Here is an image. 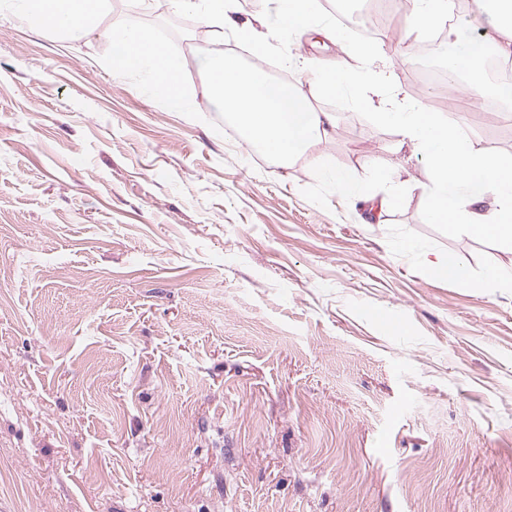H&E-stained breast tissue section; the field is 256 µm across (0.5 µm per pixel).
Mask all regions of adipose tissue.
Returning a JSON list of instances; mask_svg holds the SVG:
<instances>
[{
    "instance_id": "obj_1",
    "label": "adipose tissue",
    "mask_w": 512,
    "mask_h": 512,
    "mask_svg": "<svg viewBox=\"0 0 512 512\" xmlns=\"http://www.w3.org/2000/svg\"><path fill=\"white\" fill-rule=\"evenodd\" d=\"M110 0H0V16L22 18L37 29L68 39L100 32L113 48L109 65L117 79L140 76L143 90L174 112L189 108L190 94L183 87L182 61L171 57L153 31L143 27L99 29L98 21ZM201 19L209 27L215 49L207 66L206 91L219 99L241 124L250 145L288 161L336 130V116L315 111L298 85L276 84L256 68L246 69L222 50L229 22L226 0H202ZM499 35L492 43L466 41L448 55V65L473 81L463 87L468 96L481 95L479 83L488 54L512 56V0H478ZM361 64L318 67L309 75L326 95L373 85L374 61L384 53L375 43L357 50ZM379 117L396 129L401 144L410 145L428 159L432 187L427 209L430 222L449 224L481 238L512 247V155L479 150L450 127L441 114L421 107L401 109L397 101L382 103ZM491 201L490 215L478 204Z\"/></svg>"
}]
</instances>
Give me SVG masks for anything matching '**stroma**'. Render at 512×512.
Instances as JSON below:
<instances>
[{"label":"stroma","mask_w":512,"mask_h":512,"mask_svg":"<svg viewBox=\"0 0 512 512\" xmlns=\"http://www.w3.org/2000/svg\"><path fill=\"white\" fill-rule=\"evenodd\" d=\"M225 54L301 81L338 130L282 162L205 93L211 32L167 0L193 111L116 80L97 34L0 19V512H512V250L426 215L430 166L308 66H358L354 26L230 0ZM386 24L380 90L419 105ZM460 129L478 149L492 97ZM352 170L341 199L317 161ZM453 254L468 283L429 258Z\"/></svg>","instance_id":"stroma-1"}]
</instances>
